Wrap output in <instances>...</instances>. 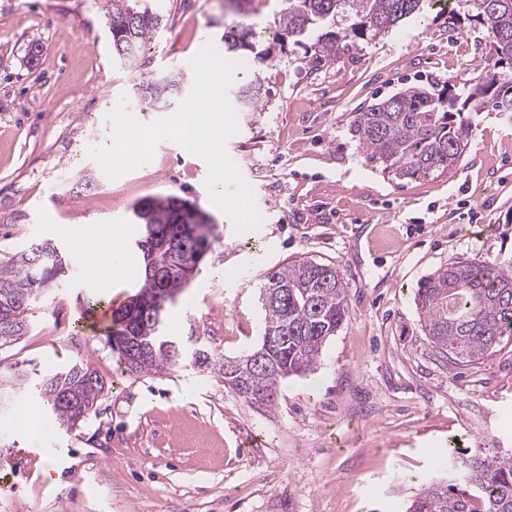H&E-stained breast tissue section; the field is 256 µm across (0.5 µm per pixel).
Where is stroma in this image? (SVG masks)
Returning a JSON list of instances; mask_svg holds the SVG:
<instances>
[{
    "instance_id": "stroma-1",
    "label": "stroma",
    "mask_w": 512,
    "mask_h": 512,
    "mask_svg": "<svg viewBox=\"0 0 512 512\" xmlns=\"http://www.w3.org/2000/svg\"><path fill=\"white\" fill-rule=\"evenodd\" d=\"M285 0H252L253 40L271 56L237 59L234 87L262 83L239 111L230 157L252 186L261 225L236 232L208 197L203 160L170 140L149 167L107 179L88 158L109 141L120 97L144 123L173 114L206 42L223 48L238 16L224 0H155L164 23L137 68L112 56L109 0H0V258L46 239L71 254L65 280L36 307L0 363L59 369L91 363L105 391L76 427H59L33 388L0 403V512H402L411 474H443L449 445L512 448V335L470 365L432 347L414 303L419 282L459 259L512 258V112L471 113L452 169L399 178L354 138L356 112L411 86L454 81L469 92L487 38L468 0L449 23L427 8L330 64L310 44L277 39ZM179 91L167 107L145 78ZM176 195L213 219V245L168 307L186 349L239 355L257 345L264 275L311 259L336 265L348 317L316 370L284 380L274 404L235 396L214 374L183 366L133 376L93 307L142 285L133 203ZM119 231L126 271L109 287L75 260L76 234ZM244 276H236L239 265ZM27 402L43 429L12 424Z\"/></svg>"
}]
</instances>
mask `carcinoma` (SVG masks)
I'll return each mask as SVG.
<instances>
[{"instance_id": "1", "label": "carcinoma", "mask_w": 512, "mask_h": 512, "mask_svg": "<svg viewBox=\"0 0 512 512\" xmlns=\"http://www.w3.org/2000/svg\"><path fill=\"white\" fill-rule=\"evenodd\" d=\"M439 0H287L280 14L283 36L299 43L316 36L315 61L330 62L348 44L375 37ZM127 0H112V55L134 65L128 48L141 50L160 28V15L143 0L133 10ZM474 19L489 33L481 81L465 101H492L512 112V0H472ZM353 19L336 27V18ZM251 28L237 22L224 28V52L254 51ZM154 101L166 103L178 87L165 79L141 84ZM258 81L238 91L243 109L261 99ZM462 99L450 82L436 91L409 87L356 114L352 132L370 159L404 178H416L452 168L468 137ZM193 204L176 195L145 197L132 206L134 223L141 226L136 248L143 259V284L112 320L109 339L126 370L141 376L171 371L181 364L164 326L152 318L190 283L201 259L211 250L212 225L197 231L188 214ZM69 256L45 240L0 261V348L27 335L36 303L45 298L69 270ZM263 289L277 294L263 306L262 336H280L267 349L269 366L249 369L247 359L263 347L233 358L200 357L201 366L216 374L238 398L255 404L275 401L281 382L315 370L328 339L348 316L347 291L336 265L296 261L269 273ZM415 304L426 336L450 362L472 364L512 335V261L464 259L438 268L423 279ZM166 318V312H161ZM9 371V388L33 385L43 405L59 425L75 427L86 419L105 390L104 381L87 362L39 371ZM448 471L456 478H419V489L405 512H512V453L466 455L448 449Z\"/></svg>"}]
</instances>
